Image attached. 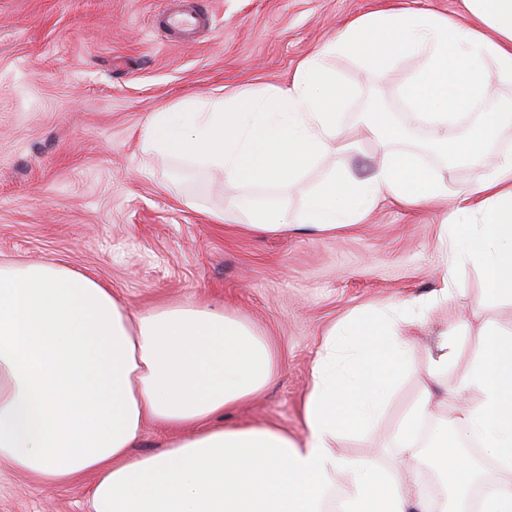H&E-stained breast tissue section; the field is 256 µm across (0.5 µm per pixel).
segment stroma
<instances>
[{"instance_id":"35a3bbf8","label":"stroma","mask_w":512,"mask_h":512,"mask_svg":"<svg viewBox=\"0 0 512 512\" xmlns=\"http://www.w3.org/2000/svg\"><path fill=\"white\" fill-rule=\"evenodd\" d=\"M414 4L437 14L460 9V0H0V259L93 275L134 311L203 303L244 318L274 339L280 366L265 394L227 421H273L303 436L322 335L348 314L430 294L440 226L454 219L466 248L467 217L452 199L416 210L386 201L334 236L300 228L260 237L193 208L196 200L221 205L217 187L201 169L144 152L142 130L150 113L187 99L284 84L342 23ZM184 9L202 15L194 36L157 27L158 16ZM330 65L349 90L341 133L302 174L299 194L334 171L368 175L379 146L359 116L373 110L402 129L396 150L447 169L449 186L473 180L472 165L437 159L428 128L400 104L415 59L382 77L351 56ZM459 277L458 296L431 311L425 328H408L420 345L381 422L344 435L338 452L398 466L393 432L427 381L438 334L460 336L470 351L485 324L512 330V300L489 293L483 270L468 264ZM94 480L49 487L13 475L0 482V512H89Z\"/></svg>"}]
</instances>
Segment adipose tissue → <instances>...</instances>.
I'll use <instances>...</instances> for the list:
<instances>
[{"mask_svg": "<svg viewBox=\"0 0 512 512\" xmlns=\"http://www.w3.org/2000/svg\"><path fill=\"white\" fill-rule=\"evenodd\" d=\"M452 15L403 8L357 17L306 58L290 82L248 95L187 101L151 113L141 144L153 155L206 170L235 188L211 219L235 217L256 235L305 226L325 234L362 223L391 200L415 209L454 195L475 226L468 253L449 249L438 288L347 320L322 338L302 404L304 440L275 423L225 425L221 417L263 393L278 368L272 339L203 305H162L137 314L97 278L54 263L0 260V475L52 486L93 472L90 512H448L421 493V456L441 465L440 487L466 512L477 481L455 440L478 443L495 479L477 512H512V331L486 325L482 349L460 361L457 337L441 334L429 358L433 384H453L458 402L419 450L431 414L423 395L395 433L399 468L336 452L344 430L374 426L414 358L405 323L424 320L458 293L464 261L484 266L496 297L512 298V152L495 133L512 127V99L485 112L457 148L484 164L465 188L446 172L394 150L383 115L367 129L381 159L369 178L334 174L299 208L290 196L303 172L336 140L347 88L330 66L350 55L385 73L398 59L419 66L400 89L431 140L494 85L512 84V0H461ZM174 433L164 449L130 457L146 423Z\"/></svg>", "mask_w": 512, "mask_h": 512, "instance_id": "1", "label": "adipose tissue"}]
</instances>
